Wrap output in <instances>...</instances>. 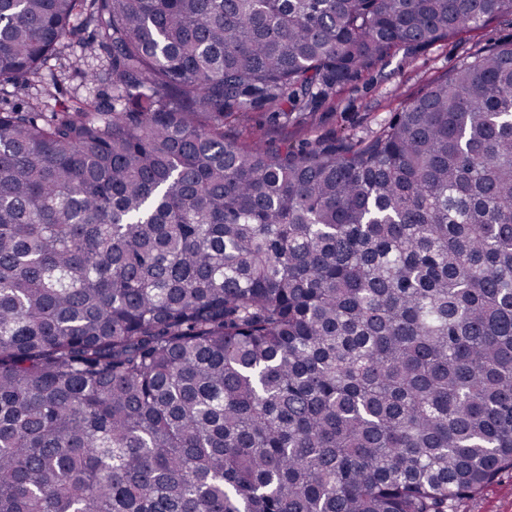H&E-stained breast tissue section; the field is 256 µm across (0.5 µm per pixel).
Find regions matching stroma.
I'll use <instances>...</instances> for the list:
<instances>
[{
	"label": "stroma",
	"mask_w": 512,
	"mask_h": 512,
	"mask_svg": "<svg viewBox=\"0 0 512 512\" xmlns=\"http://www.w3.org/2000/svg\"><path fill=\"white\" fill-rule=\"evenodd\" d=\"M512 42V13L499 15L486 25L460 32L422 48L400 47L371 70L334 88L327 99L314 108L313 119H289L288 123L272 121L267 110L248 114L247 123L226 119L228 137L252 128L266 145L276 149L282 145H301L322 139H346L357 143L368 139L386 124L394 112L426 90L430 82L443 77L473 55ZM65 63L50 61L46 79H58L56 97L45 99L42 112L60 111L63 105L78 98L97 95L96 87L85 83L82 72L104 65V55L82 56L79 48H71ZM455 512H512V469L503 470L497 479L474 499L462 498Z\"/></svg>",
	"instance_id": "obj_1"
}]
</instances>
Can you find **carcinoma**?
Masks as SVG:
<instances>
[{"mask_svg":"<svg viewBox=\"0 0 512 512\" xmlns=\"http://www.w3.org/2000/svg\"><path fill=\"white\" fill-rule=\"evenodd\" d=\"M512 0H0V512H453L512 468V43L271 150ZM512 41V13L499 15L486 25L460 32L422 48L402 46L371 70L334 88L322 104H317L314 120L298 119L294 113L288 124L273 122L265 108L248 112L239 123L224 120V133L236 137L249 124L269 148L283 144L298 146L322 139L366 140L386 124L394 112L426 90L430 82L443 77L473 55ZM297 116V117H295ZM249 119V120H247ZM69 54L71 58L62 60L64 67L59 68L58 61L51 60L45 69V78L47 81L58 79L60 91L55 98H45L40 108V112L49 114L50 112H59L63 105L70 104L75 98L93 97L98 94V87H93L85 83L81 70L89 68H101L105 64L104 54L88 55L81 62H75V58H81L79 48H71ZM79 57V58H78ZM73 62V63H72ZM78 64V65H77Z\"/></svg>","mask_w":512,"mask_h":512,"instance_id":"obj_1","label":"carcinoma"}]
</instances>
